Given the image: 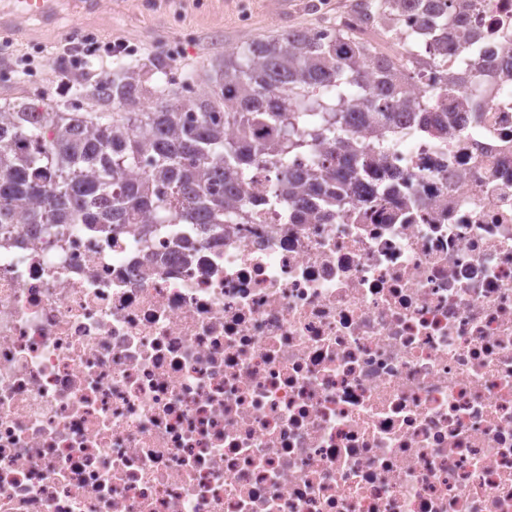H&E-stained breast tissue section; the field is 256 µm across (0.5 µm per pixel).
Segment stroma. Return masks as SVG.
Returning <instances> with one entry per match:
<instances>
[{
  "label": "stroma",
  "instance_id": "35a3bbf8",
  "mask_svg": "<svg viewBox=\"0 0 512 512\" xmlns=\"http://www.w3.org/2000/svg\"><path fill=\"white\" fill-rule=\"evenodd\" d=\"M329 10L314 0H292L281 10L278 0H99L87 10L77 0H56L51 21L36 16L19 20V32H0L16 53L29 54L35 70L32 87L16 81L12 67L0 62V101L32 92L56 94L60 82L77 86L87 74L111 72L117 64L151 69L169 64L176 78L213 71L225 52L288 30L334 23L348 13L352 0H328ZM87 36L102 43L126 42L133 54L90 58L74 64L64 54L67 38Z\"/></svg>",
  "mask_w": 512,
  "mask_h": 512
}]
</instances>
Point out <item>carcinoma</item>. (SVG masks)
I'll use <instances>...</instances> for the list:
<instances>
[{
    "instance_id": "1",
    "label": "carcinoma",
    "mask_w": 512,
    "mask_h": 512,
    "mask_svg": "<svg viewBox=\"0 0 512 512\" xmlns=\"http://www.w3.org/2000/svg\"><path fill=\"white\" fill-rule=\"evenodd\" d=\"M411 3L429 37L406 38L436 66L450 39L462 57L459 71L441 74V112L412 96L423 78L412 62L374 51L341 20L323 27L322 41L291 30L225 53L199 96L167 65L153 68L164 76L153 86L148 72L119 65L70 95L0 104V235L21 217L46 242L66 224L112 238L130 224L146 236L154 224L182 222L222 236L226 224L251 223L259 163L274 170L270 192L294 217L313 208L333 216L377 160L355 133L382 141L419 113L446 138L448 105L480 84V35L465 15L475 0H355L352 11L394 31Z\"/></svg>"
}]
</instances>
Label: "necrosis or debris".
<instances>
[{
  "mask_svg": "<svg viewBox=\"0 0 512 512\" xmlns=\"http://www.w3.org/2000/svg\"><path fill=\"white\" fill-rule=\"evenodd\" d=\"M333 219L0 237V512H512V0Z\"/></svg>",
  "mask_w": 512,
  "mask_h": 512,
  "instance_id": "necrosis-or-debris-1",
  "label": "necrosis or debris"
}]
</instances>
